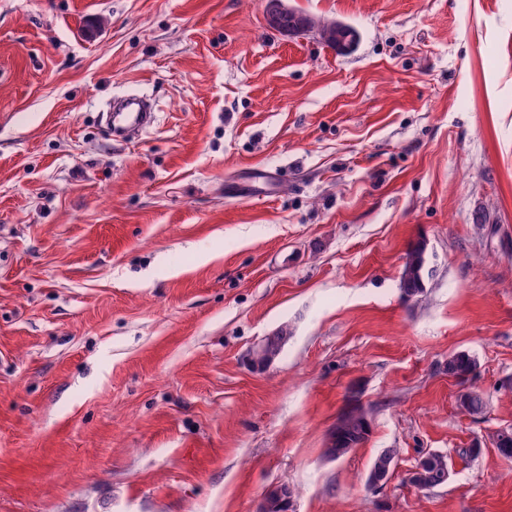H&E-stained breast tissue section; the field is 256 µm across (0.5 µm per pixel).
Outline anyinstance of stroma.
<instances>
[{
	"label": "stroma",
	"mask_w": 512,
	"mask_h": 512,
	"mask_svg": "<svg viewBox=\"0 0 512 512\" xmlns=\"http://www.w3.org/2000/svg\"><path fill=\"white\" fill-rule=\"evenodd\" d=\"M288 4L356 47L266 0H0V512H512V0ZM127 94L156 120L116 141ZM325 24L332 30L342 52H349L354 48L358 41V34L352 27L342 21H336L334 19H327ZM426 240L421 239L413 244L405 254L404 269L400 280L402 297L415 299L422 297L424 293L423 271L426 263ZM446 370L448 376L465 386L477 370V360L468 352L460 351L448 357ZM367 412L361 406H355L340 419L341 426L333 429L325 448L326 456L336 460L351 449L364 444L370 434ZM412 480L418 483L421 488H433L440 486L448 479V465L446 457L440 453L423 454L413 466ZM420 471H417V470ZM446 471V479L444 482L440 480L442 474Z\"/></svg>",
	"instance_id": "35a3bbf8"
}]
</instances>
